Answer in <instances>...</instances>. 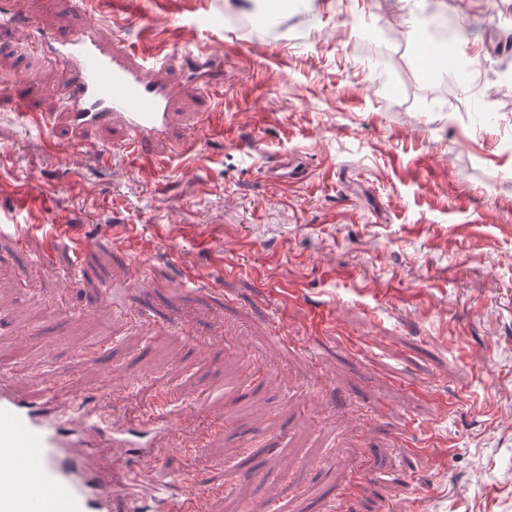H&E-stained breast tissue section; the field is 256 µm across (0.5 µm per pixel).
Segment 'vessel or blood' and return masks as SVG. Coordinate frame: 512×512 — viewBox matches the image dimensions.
<instances>
[{"label": "vessel or blood", "mask_w": 512, "mask_h": 512, "mask_svg": "<svg viewBox=\"0 0 512 512\" xmlns=\"http://www.w3.org/2000/svg\"><path fill=\"white\" fill-rule=\"evenodd\" d=\"M32 46L58 63L65 117L74 130L120 126L123 149L144 164L157 159L182 94L161 77L168 54L115 48L95 25ZM266 175L284 184L304 178L292 157L268 166ZM179 442L176 425L163 424L157 410L130 424L113 417L94 421L82 408L65 414L51 396L27 400L0 371V512H206L207 501L224 489L194 494V466L146 482L139 470L113 460L115 451H130L153 467L164 448Z\"/></svg>", "instance_id": "obj_1"}]
</instances>
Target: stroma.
Returning a JSON list of instances; mask_svg holds the SVG:
<instances>
[{"label":"stroma","instance_id":"1","mask_svg":"<svg viewBox=\"0 0 512 512\" xmlns=\"http://www.w3.org/2000/svg\"><path fill=\"white\" fill-rule=\"evenodd\" d=\"M23 2L0 32V224L31 236L0 239L18 390L127 418L167 395L162 461L199 450L209 512H512V0H315L307 24L300 0H145L131 45L222 64L216 130L176 123L194 152L148 165L69 127L29 44L82 18ZM286 155L308 177L268 182ZM254 455L266 482L240 478Z\"/></svg>","mask_w":512,"mask_h":512}]
</instances>
